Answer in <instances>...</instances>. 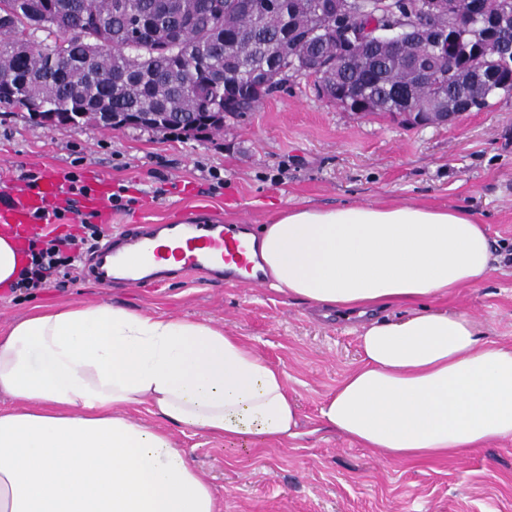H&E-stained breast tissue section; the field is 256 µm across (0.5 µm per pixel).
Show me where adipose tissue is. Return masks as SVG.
I'll return each instance as SVG.
<instances>
[{
    "mask_svg": "<svg viewBox=\"0 0 512 512\" xmlns=\"http://www.w3.org/2000/svg\"><path fill=\"white\" fill-rule=\"evenodd\" d=\"M241 237L269 288L360 323V362L320 408L328 428L394 461L512 439V344L435 307L494 269L471 212L297 206ZM0 396V512H215L170 433L130 416L139 405L227 441L301 436L285 371L252 346L108 302L39 305L0 328Z\"/></svg>",
    "mask_w": 512,
    "mask_h": 512,
    "instance_id": "obj_1",
    "label": "adipose tissue"
}]
</instances>
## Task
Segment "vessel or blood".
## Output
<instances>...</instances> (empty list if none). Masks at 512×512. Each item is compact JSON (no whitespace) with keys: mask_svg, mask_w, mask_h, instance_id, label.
<instances>
[{"mask_svg":"<svg viewBox=\"0 0 512 512\" xmlns=\"http://www.w3.org/2000/svg\"><path fill=\"white\" fill-rule=\"evenodd\" d=\"M65 192L62 178L54 173L44 175L37 188H15L10 201L0 204V234L25 243L40 230L37 215L58 204ZM121 248L137 253L142 260L162 262L182 272L198 271L218 281L223 280L226 268L253 264L250 252L227 225L202 217L173 224H143L93 251L89 271L104 287L116 282L126 287L147 286L162 278L161 272L147 275L130 267L124 268L122 278H113L107 264Z\"/></svg>","mask_w":512,"mask_h":512,"instance_id":"1","label":"vessel or blood"}]
</instances>
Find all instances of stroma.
<instances>
[{
	"mask_svg": "<svg viewBox=\"0 0 512 512\" xmlns=\"http://www.w3.org/2000/svg\"><path fill=\"white\" fill-rule=\"evenodd\" d=\"M53 171L120 198L112 230L167 224L205 210L217 224L269 223L293 205L393 203L462 208L511 255L446 309L470 315L487 342H512V96L452 127L358 116L290 79L219 132L37 125L0 107V195L20 175ZM109 302L135 312L210 321L288 375L302 438L274 446L226 442L171 427L217 492L218 512H512V440L441 460L396 462L322 430L319 410L359 360L357 324L241 281L184 273L162 285L106 288L53 276L36 290L0 288V327L37 304Z\"/></svg>",
	"mask_w": 512,
	"mask_h": 512,
	"instance_id": "35a3bbf8",
	"label": "stroma"
}]
</instances>
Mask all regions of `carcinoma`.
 <instances>
[{
    "label": "carcinoma",
    "mask_w": 512,
    "mask_h": 512,
    "mask_svg": "<svg viewBox=\"0 0 512 512\" xmlns=\"http://www.w3.org/2000/svg\"><path fill=\"white\" fill-rule=\"evenodd\" d=\"M247 0H55L57 26L42 14V0H0V105L24 109L43 123L52 110L72 125L112 126V115L152 116L149 129L194 134L220 130L199 112L231 117L253 111L297 75H314L316 92L353 110L397 117L414 108L431 112L440 98L460 112H479L512 93V70L483 52L482 26L472 0H452L447 12L429 13L425 0L389 6L421 25L448 34L440 54L407 39L398 46L368 43L363 59L343 61L342 33L363 38L383 22L374 0H273L261 19ZM420 56L443 78L415 82L406 60Z\"/></svg>",
    "instance_id": "carcinoma-1"
}]
</instances>
